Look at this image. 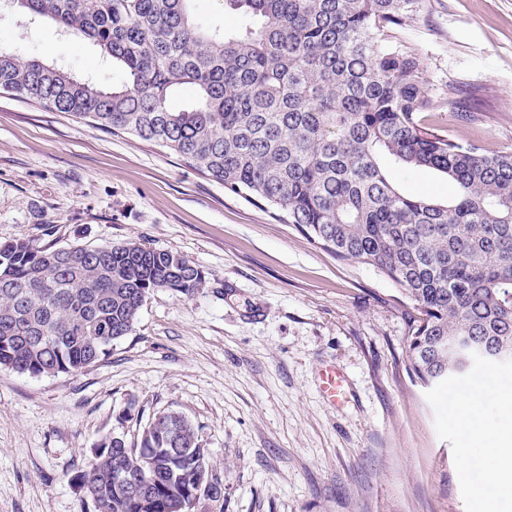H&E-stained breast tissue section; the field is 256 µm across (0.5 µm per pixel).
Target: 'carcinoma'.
<instances>
[{"mask_svg": "<svg viewBox=\"0 0 512 512\" xmlns=\"http://www.w3.org/2000/svg\"><path fill=\"white\" fill-rule=\"evenodd\" d=\"M28 23L90 42L121 74L104 86L21 49L0 50V90L125 132L182 158L224 189L277 211L340 259L401 287L418 318L409 369L422 384L468 373L449 343L473 336L512 360V151L428 133L420 57L395 36L424 0H224L228 31L193 0H4ZM189 85L190 107L171 98ZM446 174L441 204L400 191L384 163ZM190 260L136 241L38 250L0 243V367L31 376L78 372L129 335L158 288L192 296ZM200 447L176 412L154 418L140 447H112L74 476L96 512H175L201 474L179 449ZM128 481L152 479L136 496Z\"/></svg>", "mask_w": 512, "mask_h": 512, "instance_id": "1", "label": "carcinoma"}]
</instances>
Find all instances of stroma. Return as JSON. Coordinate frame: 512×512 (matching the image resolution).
Here are the masks:
<instances>
[{
  "label": "stroma",
  "mask_w": 512,
  "mask_h": 512,
  "mask_svg": "<svg viewBox=\"0 0 512 512\" xmlns=\"http://www.w3.org/2000/svg\"><path fill=\"white\" fill-rule=\"evenodd\" d=\"M421 57L428 133L512 151V0H425L400 34ZM56 60L109 86L119 72L91 44L0 9V49ZM413 195L457 186L429 169L392 167ZM36 249L136 240L194 262V296L158 289L133 331L76 373L0 367V512H96L72 483L101 440L139 444L157 414L198 429L220 496L193 512H471L488 480L461 477L489 447L512 401L480 398L464 439L449 391L481 380L512 387L487 363L424 387L409 371L415 317L398 285L342 260L270 210L225 191L174 153L0 92V243ZM345 376L347 402L320 388L324 365Z\"/></svg>",
  "instance_id": "1"
}]
</instances>
